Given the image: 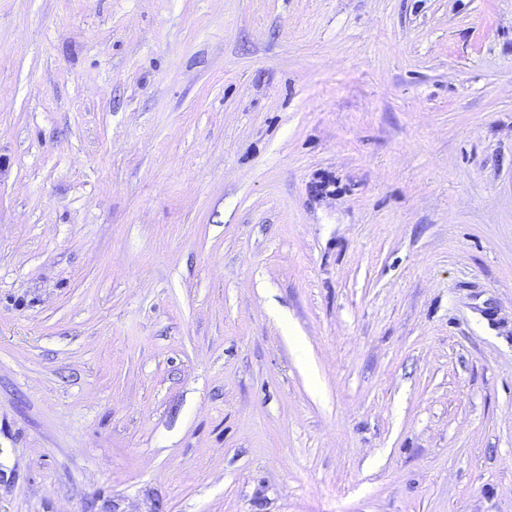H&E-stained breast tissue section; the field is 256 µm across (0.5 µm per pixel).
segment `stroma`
I'll use <instances>...</instances> for the list:
<instances>
[{"label":"stroma","mask_w":512,"mask_h":512,"mask_svg":"<svg viewBox=\"0 0 512 512\" xmlns=\"http://www.w3.org/2000/svg\"><path fill=\"white\" fill-rule=\"evenodd\" d=\"M0 512H512V0H0Z\"/></svg>","instance_id":"stroma-1"}]
</instances>
